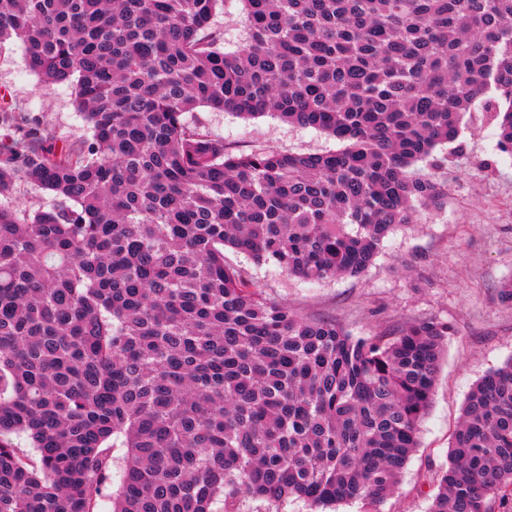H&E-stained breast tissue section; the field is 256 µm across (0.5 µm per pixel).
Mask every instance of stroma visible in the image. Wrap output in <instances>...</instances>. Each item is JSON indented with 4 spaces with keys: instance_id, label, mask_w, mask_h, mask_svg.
<instances>
[{
    "instance_id": "35a3bbf8",
    "label": "stroma",
    "mask_w": 512,
    "mask_h": 512,
    "mask_svg": "<svg viewBox=\"0 0 512 512\" xmlns=\"http://www.w3.org/2000/svg\"><path fill=\"white\" fill-rule=\"evenodd\" d=\"M16 118L39 121L56 146L90 138L70 84H48L30 70L22 44L0 50V92ZM207 131L236 150L265 147L285 153L340 149L334 137L267 114L243 118L201 109ZM493 113H466L455 142L439 146L448 164L441 207L417 209L409 226L397 228L362 275L319 282L283 273L226 251L271 300L302 317L336 320L355 336L387 335L413 321L451 325L430 410L420 426V447L394 494L380 503L344 502L327 512H428L434 476L447 462L448 444L474 385L512 357V305L498 291L512 281V155L495 149Z\"/></svg>"
}]
</instances>
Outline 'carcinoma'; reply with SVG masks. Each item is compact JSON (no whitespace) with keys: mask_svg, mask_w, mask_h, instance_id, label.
<instances>
[{"mask_svg":"<svg viewBox=\"0 0 512 512\" xmlns=\"http://www.w3.org/2000/svg\"><path fill=\"white\" fill-rule=\"evenodd\" d=\"M0 0V44L73 85L53 151L0 96V512H311L396 489L452 328L353 336L268 300L231 248L358 276L448 184L415 172L481 101L512 153V0ZM267 113L343 147L235 152L186 114ZM20 184L49 207L13 200ZM121 447V457L114 448ZM428 512H512V358L468 395ZM242 3L238 0H224V10H218L212 24L224 29V51L232 52L245 41L246 28Z\"/></svg>","mask_w":512,"mask_h":512,"instance_id":"1","label":"carcinoma"}]
</instances>
